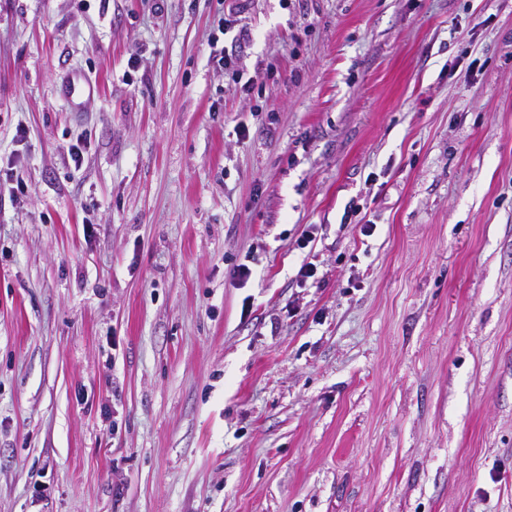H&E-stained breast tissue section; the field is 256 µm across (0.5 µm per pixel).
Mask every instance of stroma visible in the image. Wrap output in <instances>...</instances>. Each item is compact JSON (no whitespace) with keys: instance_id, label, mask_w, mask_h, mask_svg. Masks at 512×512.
<instances>
[{"instance_id":"obj_1","label":"stroma","mask_w":512,"mask_h":512,"mask_svg":"<svg viewBox=\"0 0 512 512\" xmlns=\"http://www.w3.org/2000/svg\"><path fill=\"white\" fill-rule=\"evenodd\" d=\"M233 2L0 0V512H512V0ZM217 63L219 65L221 64L225 70L232 71V82L234 83V87L236 90H238L239 88L242 92L251 94L252 92H254L256 87H259L257 93L258 96H260V87H262L263 85V80L260 76H250L242 83L244 73L234 68V61H232V58H230L229 55H221L218 58ZM64 88L66 101L72 106L81 105V102L77 103L78 100L90 98L95 93V86L78 71H72L67 75Z\"/></svg>"}]
</instances>
